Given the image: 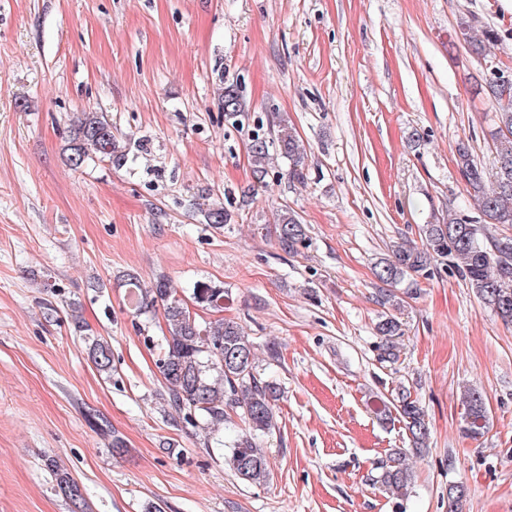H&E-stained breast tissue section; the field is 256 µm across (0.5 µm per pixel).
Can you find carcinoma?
<instances>
[{
	"instance_id": "cac0c4a2",
	"label": "carcinoma",
	"mask_w": 512,
	"mask_h": 512,
	"mask_svg": "<svg viewBox=\"0 0 512 512\" xmlns=\"http://www.w3.org/2000/svg\"><path fill=\"white\" fill-rule=\"evenodd\" d=\"M471 29L470 22H461L460 34L470 52L484 59L499 33L486 26L481 33L472 35ZM484 94L495 108L492 163L481 162L463 140L455 148L458 173L477 205L479 217L450 208L434 222L421 225V245L391 246L390 254L376 263L374 275L387 286L382 301L392 304L395 310L400 309L395 293L398 286L404 283L408 288L414 287L417 278L430 275L433 262L441 260L451 263L486 307L504 322L512 323V236H493L486 229L488 224H512V83L506 85L491 76L485 81ZM220 104L228 122L235 123L248 112L234 83L223 88ZM275 144L288 158L292 180L305 183L300 146L292 127L286 123L281 124L275 140L258 133L252 136L249 153L256 181L266 178L272 160L270 148ZM66 151L70 166L76 169L94 155L115 167L128 162L127 149L116 141L112 124L98 112H84L77 118ZM198 211L204 222L215 229L224 228L231 220V214L220 204L200 206ZM272 218L278 247L286 254L296 253L307 238L305 225L286 205L275 210ZM122 282L134 313L157 305L163 307L168 336L164 337L157 368L168 389L170 405L191 422L211 430L230 421L231 414L239 413L245 429L225 446L224 459L238 478L259 485L266 483L269 463L256 444V436L275 426L274 407L279 393L273 383L255 374L254 351L248 336L237 323L222 318L199 322L163 276L146 286L136 273L127 272ZM192 294L206 308L224 309V289L219 286L201 283L193 288ZM377 331L383 337L384 357L396 358L394 337L400 334L398 317L385 316ZM88 356L98 370L112 368L108 342L92 340ZM464 406L463 432L476 438L488 424L485 401L479 392L468 391ZM394 408L413 446L423 448L429 434L424 408L405 391L398 394ZM47 467L58 491L80 512L84 496L79 483L54 460H47ZM378 482L393 497L403 498L410 493L414 478L401 457L395 456L383 467ZM466 497L464 486H448V512H463Z\"/></svg>"
}]
</instances>
